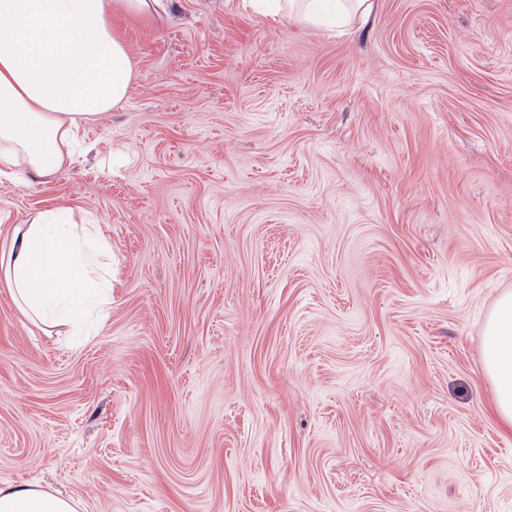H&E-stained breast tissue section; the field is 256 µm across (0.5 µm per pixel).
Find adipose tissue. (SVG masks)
Masks as SVG:
<instances>
[{
    "label": "adipose tissue",
    "instance_id": "1",
    "mask_svg": "<svg viewBox=\"0 0 512 512\" xmlns=\"http://www.w3.org/2000/svg\"><path fill=\"white\" fill-rule=\"evenodd\" d=\"M342 31L364 25L377 0H253L272 23L313 26L327 2ZM163 0H0V172L32 185L69 163L88 125L125 103L136 63L113 31V11L151 18ZM91 224L68 209L34 214L0 253V281L22 311L46 326H79L89 312L105 316L110 296ZM482 364L492 411L512 433V290L488 313ZM0 512H75L71 499L34 484L0 486Z\"/></svg>",
    "mask_w": 512,
    "mask_h": 512
}]
</instances>
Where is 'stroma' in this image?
<instances>
[{
  "mask_svg": "<svg viewBox=\"0 0 512 512\" xmlns=\"http://www.w3.org/2000/svg\"><path fill=\"white\" fill-rule=\"evenodd\" d=\"M123 107L0 250L109 245L82 335L0 283V485L76 512H512L484 319L512 289V0H378L350 35L245 0L121 13Z\"/></svg>",
  "mask_w": 512,
  "mask_h": 512,
  "instance_id": "1",
  "label": "stroma"
}]
</instances>
